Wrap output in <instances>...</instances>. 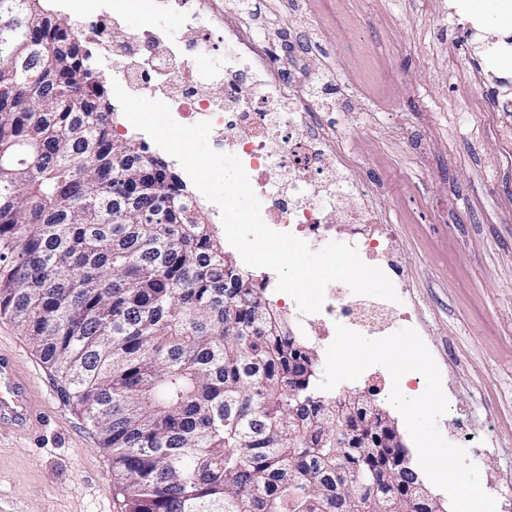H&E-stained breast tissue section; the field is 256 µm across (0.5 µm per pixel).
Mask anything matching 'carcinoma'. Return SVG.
Listing matches in <instances>:
<instances>
[{"instance_id":"1","label":"carcinoma","mask_w":512,"mask_h":512,"mask_svg":"<svg viewBox=\"0 0 512 512\" xmlns=\"http://www.w3.org/2000/svg\"><path fill=\"white\" fill-rule=\"evenodd\" d=\"M42 2L0 0V41L20 40L0 53V317L112 451L124 512H383L407 497L384 416L322 394L308 344L178 174L112 134L100 65Z\"/></svg>"}]
</instances>
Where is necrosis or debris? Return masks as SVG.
I'll return each mask as SVG.
<instances>
[{
	"label": "necrosis or debris",
	"mask_w": 512,
	"mask_h": 512,
	"mask_svg": "<svg viewBox=\"0 0 512 512\" xmlns=\"http://www.w3.org/2000/svg\"><path fill=\"white\" fill-rule=\"evenodd\" d=\"M224 17V91L221 97H202L200 71L173 65L169 55L156 57L145 69L118 75L121 85H136L141 96L164 97L174 119L191 125L209 122L215 143L236 155L247 172L254 192L262 198L264 223L278 232L304 240L310 248H321L335 236L327 214L336 206V183L342 172L325 158L335 150L329 130L315 120L314 105L299 98L283 79L288 60H271L270 50L279 36L275 27L258 29L242 0H199L198 18ZM123 14L100 8L87 15L77 32L104 57L126 55L128 44L114 41L112 33ZM258 74L251 97H243L238 82L242 69ZM248 130L239 138V130ZM278 166L285 178L275 188L267 180L270 166ZM358 203L346 211L342 221L352 246L363 262L393 270L396 241L388 227L376 225L373 203L363 187H356ZM321 321L329 326L350 321L368 331L383 330L385 319L375 310H363L348 300L335 285H328Z\"/></svg>",
	"instance_id": "necrosis-or-debris-1"
}]
</instances>
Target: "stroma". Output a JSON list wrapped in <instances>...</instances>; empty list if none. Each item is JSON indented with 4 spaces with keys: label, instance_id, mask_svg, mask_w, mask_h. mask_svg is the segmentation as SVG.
Segmentation results:
<instances>
[{
    "label": "stroma",
    "instance_id": "1",
    "mask_svg": "<svg viewBox=\"0 0 512 512\" xmlns=\"http://www.w3.org/2000/svg\"><path fill=\"white\" fill-rule=\"evenodd\" d=\"M282 11L279 56L301 60L316 99L397 241L405 309L442 375L438 426L465 448L484 490L512 502V112H467V68L481 93L512 99L481 51L512 36L505 0H306ZM478 22L479 31L467 27ZM458 47L449 56V47ZM15 354L48 418L32 436L0 435V504L11 512H121L112 455L14 323Z\"/></svg>",
    "mask_w": 512,
    "mask_h": 512
}]
</instances>
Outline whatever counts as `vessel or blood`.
Instances as JSON below:
<instances>
[{
  "label": "vessel or blood",
  "mask_w": 512,
  "mask_h": 512,
  "mask_svg": "<svg viewBox=\"0 0 512 512\" xmlns=\"http://www.w3.org/2000/svg\"><path fill=\"white\" fill-rule=\"evenodd\" d=\"M46 410L30 395L27 376L13 358L0 354V432L30 431L44 422Z\"/></svg>",
  "instance_id": "b4317fda"
}]
</instances>
